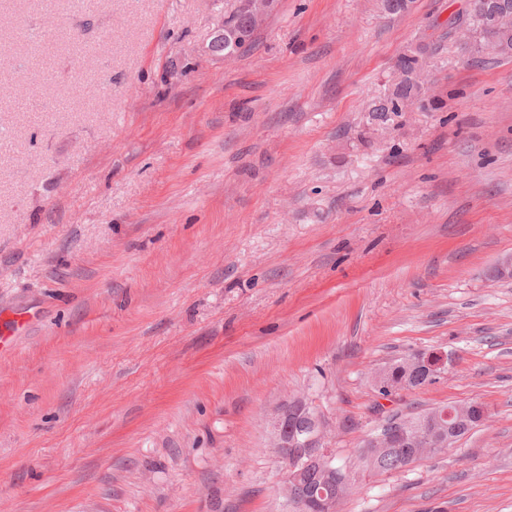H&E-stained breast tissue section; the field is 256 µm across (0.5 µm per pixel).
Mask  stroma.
Masks as SVG:
<instances>
[{"label": "stroma", "instance_id": "35a3bbf8", "mask_svg": "<svg viewBox=\"0 0 512 512\" xmlns=\"http://www.w3.org/2000/svg\"><path fill=\"white\" fill-rule=\"evenodd\" d=\"M469 2L278 0L224 61L213 0H0V324L31 323L0 354V512H286L294 398L352 470L389 417L482 402L339 512H512V58L442 40ZM419 46L439 105L379 128ZM419 350L457 362L379 399ZM413 354L414 352L408 353L407 355H404L403 357L395 360L385 368L394 382H399L401 379L406 380L408 382L407 389L410 390L419 389L430 384V382H427L426 380H418V378L411 380V375L409 368L405 363V358L411 357ZM385 369H381L373 375L372 383L378 396L381 399L388 401L391 400L397 393L402 391V389L399 386L392 385V383L387 378Z\"/></svg>", "mask_w": 512, "mask_h": 512}]
</instances>
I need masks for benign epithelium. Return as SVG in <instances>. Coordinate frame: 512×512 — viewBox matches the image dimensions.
I'll use <instances>...</instances> for the list:
<instances>
[{
    "label": "benign epithelium",
    "mask_w": 512,
    "mask_h": 512,
    "mask_svg": "<svg viewBox=\"0 0 512 512\" xmlns=\"http://www.w3.org/2000/svg\"><path fill=\"white\" fill-rule=\"evenodd\" d=\"M207 54L228 59L232 52L224 51V24L218 23L207 46ZM455 362L453 354L419 355V365L426 368L429 379L435 381ZM373 386L383 400L392 399L401 391L392 385L381 369L372 377ZM470 407L456 405L446 413H426L417 419H402L385 427L379 434L368 437L362 445L368 459L385 446L403 443L416 449L420 456L424 448H450L464 435ZM271 432L274 448L283 462L282 490L296 499L304 512H337L343 492L370 470L338 471L331 465L332 449L325 446L327 426L316 410L304 400H293L278 408L272 417Z\"/></svg>",
    "instance_id": "1"
}]
</instances>
